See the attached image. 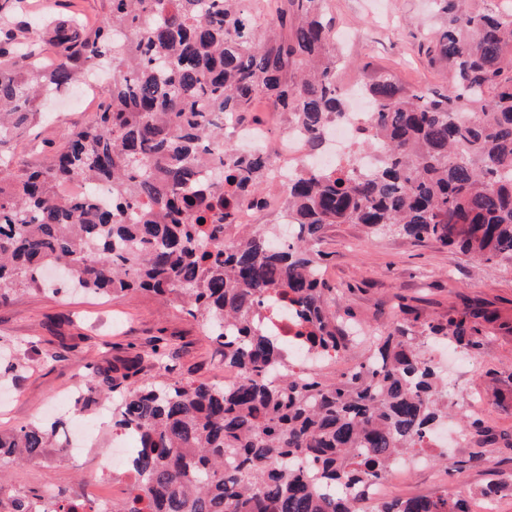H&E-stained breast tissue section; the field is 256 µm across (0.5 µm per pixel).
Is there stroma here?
I'll return each mask as SVG.
<instances>
[{
    "label": "stroma",
    "mask_w": 512,
    "mask_h": 512,
    "mask_svg": "<svg viewBox=\"0 0 512 512\" xmlns=\"http://www.w3.org/2000/svg\"><path fill=\"white\" fill-rule=\"evenodd\" d=\"M325 13L336 30V79L341 85H366L381 75L394 76L409 89L445 82L447 68L428 53L436 29L431 0H326ZM112 84L104 70L96 88L78 87L48 100V120L18 142L30 161H45L63 143L71 126L88 121ZM326 277L340 288L336 302L363 326L386 328L394 319L397 298L434 319L478 300L500 320L512 323V266L474 262L462 253L426 239L410 242L392 233L372 234L359 224L327 227L320 244ZM164 338L176 368L185 379L224 381V351L210 341L202 323L165 305L149 292L119 298L69 290L32 289L0 303V344L25 351L20 376L0 375V431L43 419L89 421L102 405H88L80 383L84 375L107 369L149 350ZM475 367L449 371L448 401L483 399V416L495 440L487 450L468 443L450 451V459L482 451L463 473H441L439 466L412 474L400 487L403 496L435 495L436 475L449 495L464 490L480 496L487 486L512 475V333L492 330L477 352ZM112 426L101 427L83 453L65 457L52 448L44 456L7 467L6 491L34 495L45 489L66 497L101 475V465L117 442Z\"/></svg>",
    "instance_id": "1"
}]
</instances>
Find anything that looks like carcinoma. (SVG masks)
Returning a JSON list of instances; mask_svg holds the SVG:
<instances>
[{
	"mask_svg": "<svg viewBox=\"0 0 512 512\" xmlns=\"http://www.w3.org/2000/svg\"><path fill=\"white\" fill-rule=\"evenodd\" d=\"M106 15L42 17L28 0H0V301L38 288L49 266L82 288L170 298L224 347V385L141 378L171 374L164 339L81 388L119 392L113 428L137 437L129 496L113 512H366V487L424 447L448 417V391L423 337L479 350L497 322L478 302L444 321L397 303L367 339L372 353L335 379L297 373L258 320L286 299L298 336L334 360L356 341L336 308L316 249L329 224H362L413 241L433 239L480 262L512 264V11L438 0L431 49L448 62L444 86L407 90L390 77L363 87L376 168H302L282 185L293 238L271 243L260 225L224 236L240 206L267 190L268 157L238 151L224 127L264 100L309 149L343 115L330 22L321 0H273L267 17L241 0H104ZM112 66V91L90 123L65 134L43 164L13 141L41 117L42 99ZM222 171L203 184L205 168ZM81 180L87 191L62 186ZM109 193L103 202L101 189ZM204 223H199V220ZM468 441L488 428L463 421ZM56 425L0 436V461L61 448ZM59 495L43 512H82ZM372 512H470L463 495L414 496Z\"/></svg>",
	"mask_w": 512,
	"mask_h": 512,
	"instance_id": "carcinoma-1",
	"label": "carcinoma"
}]
</instances>
